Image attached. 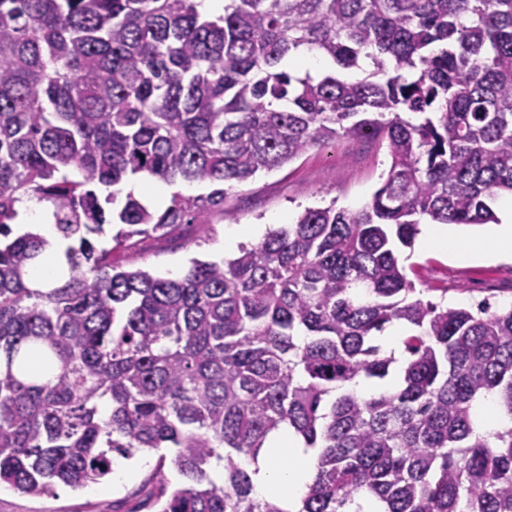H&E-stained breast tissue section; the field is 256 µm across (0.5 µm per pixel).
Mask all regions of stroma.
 Listing matches in <instances>:
<instances>
[{
  "label": "stroma",
  "mask_w": 512,
  "mask_h": 512,
  "mask_svg": "<svg viewBox=\"0 0 512 512\" xmlns=\"http://www.w3.org/2000/svg\"><path fill=\"white\" fill-rule=\"evenodd\" d=\"M389 165L383 142L339 140L311 149L228 190L224 210L211 217L207 232L189 230L175 240H149L143 250L118 254L117 259L160 277L183 275L192 259H222L224 238L237 225L249 224L265 233L291 223L308 207L333 202L340 208H360L381 185ZM400 263L423 298L443 299L452 307L484 300L495 310L512 303V256L461 261L451 251L416 246L401 254ZM152 474L146 468L124 483L108 477L80 489L60 484L48 496L26 495L4 485L0 512H157L144 491Z\"/></svg>",
  "instance_id": "obj_1"
}]
</instances>
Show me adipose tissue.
Segmentation results:
<instances>
[{"label":"adipose tissue","instance_id":"ef3b65f1","mask_svg":"<svg viewBox=\"0 0 512 512\" xmlns=\"http://www.w3.org/2000/svg\"><path fill=\"white\" fill-rule=\"evenodd\" d=\"M18 211L23 230L38 233L51 241L37 258L35 273L42 281H52L62 265L66 244L56 237L43 208L26 201L19 204ZM250 471L257 495L278 494L290 512H297L304 486L311 481L315 471V457L296 434L281 430L269 437L258 464L251 466Z\"/></svg>","mask_w":512,"mask_h":512}]
</instances>
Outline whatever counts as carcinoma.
<instances>
[{
  "label": "carcinoma",
  "instance_id": "1",
  "mask_svg": "<svg viewBox=\"0 0 512 512\" xmlns=\"http://www.w3.org/2000/svg\"><path fill=\"white\" fill-rule=\"evenodd\" d=\"M198 6L0 0V485L49 495L170 448L186 484L159 463L158 512H288L248 470L286 427L315 452L298 512H512V304L425 300L398 257L420 225L496 223L512 195V0ZM304 49L362 76L283 68ZM338 139L387 142L362 208H306L179 278L113 259ZM141 174L211 190L107 213ZM23 197L69 242L50 285L30 281L47 241L11 237ZM394 322L406 366L384 388ZM488 398L499 425L479 430Z\"/></svg>",
  "mask_w": 512,
  "mask_h": 512
}]
</instances>
